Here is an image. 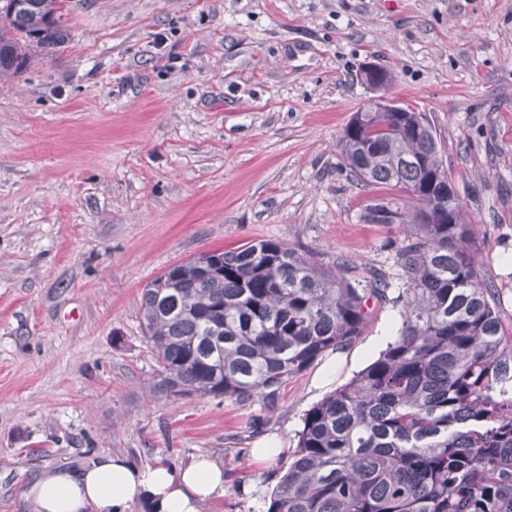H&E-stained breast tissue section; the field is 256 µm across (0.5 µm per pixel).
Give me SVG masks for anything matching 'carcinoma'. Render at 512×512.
I'll return each instance as SVG.
<instances>
[{
  "label": "carcinoma",
  "mask_w": 512,
  "mask_h": 512,
  "mask_svg": "<svg viewBox=\"0 0 512 512\" xmlns=\"http://www.w3.org/2000/svg\"><path fill=\"white\" fill-rule=\"evenodd\" d=\"M67 40L63 0H0V78L29 50ZM361 181L407 189L431 223L399 254L397 338L305 414L268 512H512V336L467 248L468 232L430 124L419 112H356L340 140ZM400 216L378 203L368 217ZM356 288L272 240L177 264L143 289L144 335L159 389L261 396L360 335Z\"/></svg>",
  "instance_id": "1"
}]
</instances>
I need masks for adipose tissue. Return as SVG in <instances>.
Instances as JSON below:
<instances>
[{
  "mask_svg": "<svg viewBox=\"0 0 512 512\" xmlns=\"http://www.w3.org/2000/svg\"><path fill=\"white\" fill-rule=\"evenodd\" d=\"M223 493L224 471L206 456L181 467H138L105 454L77 471L46 470L25 498L32 512H126L139 500L151 512H201L204 502Z\"/></svg>",
  "mask_w": 512,
  "mask_h": 512,
  "instance_id": "obj_1",
  "label": "adipose tissue"
}]
</instances>
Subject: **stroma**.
I'll return each mask as SVG.
<instances>
[{"label": "stroma", "mask_w": 512, "mask_h": 512, "mask_svg": "<svg viewBox=\"0 0 512 512\" xmlns=\"http://www.w3.org/2000/svg\"><path fill=\"white\" fill-rule=\"evenodd\" d=\"M67 42L0 80V512L45 469L206 455L201 512H267L307 411L393 342L404 190L359 182L340 137L375 95L423 113L467 243L512 331V0H65ZM164 36L156 47V36ZM403 219L377 224L371 206ZM281 242L369 301L362 333L260 398L158 392L142 290L204 252ZM280 453L253 461L260 440Z\"/></svg>", "instance_id": "obj_1"}]
</instances>
